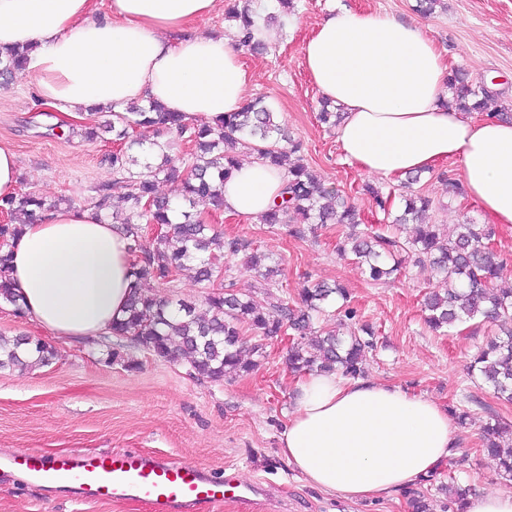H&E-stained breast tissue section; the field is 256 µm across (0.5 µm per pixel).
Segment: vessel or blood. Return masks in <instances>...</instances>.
I'll use <instances>...</instances> for the list:
<instances>
[{"mask_svg":"<svg viewBox=\"0 0 512 512\" xmlns=\"http://www.w3.org/2000/svg\"><path fill=\"white\" fill-rule=\"evenodd\" d=\"M10 471L48 489L57 479L67 478L76 497L88 501L145 497L154 502L157 512H193L197 506L223 502L229 495L239 498L252 490L235 477L217 481L196 466L132 450L92 456L51 457L35 452L0 455V472Z\"/></svg>","mask_w":512,"mask_h":512,"instance_id":"obj_1","label":"vessel or blood"}]
</instances>
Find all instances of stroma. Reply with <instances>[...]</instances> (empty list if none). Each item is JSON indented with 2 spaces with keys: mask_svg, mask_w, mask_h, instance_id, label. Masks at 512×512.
<instances>
[{
  "mask_svg": "<svg viewBox=\"0 0 512 512\" xmlns=\"http://www.w3.org/2000/svg\"><path fill=\"white\" fill-rule=\"evenodd\" d=\"M430 16L415 9L416 0H296L270 53L242 51L253 76L249 97L265 96L279 121L301 145L305 163L326 184L354 203L363 225L382 223L362 193L371 185L389 192L393 207L405 193L433 202L432 221L455 227L466 218L489 222L477 202L451 192L460 165L438 164L410 188L397 177L369 176L347 162L335 129L317 119L321 95L307 73L302 46L332 12H382L419 25L444 54L449 66L464 67L473 80L494 82L502 99L512 101V0H443ZM106 113L71 118L45 104L35 83L16 74L0 82V146L18 156L20 190L46 200L64 197L92 206L101 186L120 205L124 182L112 172V139L91 141L86 129ZM207 223L228 236L252 241L259 252L282 261L286 278L279 293L295 302L303 286L317 281L347 288L357 312L348 324L372 325L377 347L368 353V377L407 388L441 406L468 409L458 427L454 473L440 471L434 481L393 499L352 503L308 485L278 454L279 438L294 407L296 373L285 362L287 341H270L253 372L215 383L190 376L184 363L156 358L128 339L99 337L71 342L52 335L30 318L14 315L0 303V335L26 334L53 347L51 364L0 370V453L42 454L136 450L175 462L191 463L214 475L232 474L262 493L250 505L233 501L199 512H410L412 494L424 495L431 512H443L438 482L456 475L478 495L511 488L483 452L484 426L491 416L512 421V404L499 400L468 365L492 337L487 325L441 335L424 322L422 301L439 282L429 271L407 266L395 279L370 280L364 267L340 259L337 243L347 229L328 224L298 239L283 224L207 211ZM0 512H154L145 500L120 503L77 499L69 488L49 494L21 477L0 473Z\"/></svg>",
  "mask_w": 512,
  "mask_h": 512,
  "instance_id": "stroma-1",
  "label": "stroma"
}]
</instances>
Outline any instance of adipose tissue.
<instances>
[{"label":"adipose tissue","mask_w":512,"mask_h":512,"mask_svg":"<svg viewBox=\"0 0 512 512\" xmlns=\"http://www.w3.org/2000/svg\"><path fill=\"white\" fill-rule=\"evenodd\" d=\"M217 0H0V52L27 50L26 75L63 112L155 101L211 124L247 102L251 74L217 34L186 36ZM324 98L343 110L337 142L361 172L389 177L460 164L469 197L496 224H512V122L443 106L448 66L418 26L342 11L303 45ZM284 176L242 162L224 184V210L259 218ZM121 225L94 207L40 213L10 247L12 286L29 316L56 336H108L133 291ZM280 455L311 486L352 502L416 487L447 464L457 428L439 404L364 377L299 378Z\"/></svg>","instance_id":"ef3b65f1"}]
</instances>
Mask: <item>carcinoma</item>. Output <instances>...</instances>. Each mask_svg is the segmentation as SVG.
<instances>
[{
  "instance_id": "carcinoma-1",
  "label": "carcinoma",
  "mask_w": 512,
  "mask_h": 512,
  "mask_svg": "<svg viewBox=\"0 0 512 512\" xmlns=\"http://www.w3.org/2000/svg\"><path fill=\"white\" fill-rule=\"evenodd\" d=\"M229 17L239 22V45L257 55L267 53L270 44L255 38L256 22L280 29L285 25L279 14L258 16L250 0H244L241 9H232ZM27 53L26 49L12 50L0 58V77L8 78L22 69ZM448 88L452 97L447 105L460 112H485L488 102L499 97L488 83L473 81L462 68L448 73ZM112 117L113 121L90 129L88 137L110 133L121 141L131 131L144 133L169 126L191 147V162L182 169L162 157L154 165L144 164V171L133 172L135 159L121 149L112 153V171L125 179L127 186L124 207L112 211V222L123 225L128 236L130 274L135 281L126 317L114 326L113 336L127 338L155 357L184 361L189 374L212 382L253 371L263 356L265 341L287 334L291 336L287 361L292 370L336 372L346 377L363 373L362 363L376 347L374 332L365 327L363 335L347 336L335 326H326L331 317L329 305L338 298L347 302L346 289L317 282L302 288L300 302L291 304L274 292L283 287L275 279L279 269L264 266L268 256L260 253L250 255L248 262L268 285L262 298L240 292L228 278L224 287H213L224 274V259L237 256L249 243L215 231L198 208L224 207V181L239 166L226 148L240 145L286 172L281 201L262 216L264 223L286 224L289 234L301 239L318 225L347 224V245L338 248L339 255L350 253L367 265L372 280L399 271L395 265L387 266L386 259L403 251L415 265L446 284L425 297L426 322L431 328L453 329L475 319L498 326L502 335L479 351L469 369L478 372L499 397L512 402V288L494 287L506 278L508 259L494 251L493 231L487 225L467 219L456 225L450 237L441 232L440 225L429 223L432 201L420 195L407 198L402 213L393 220L395 224H415L411 239L401 242L380 232L358 230L356 208L339 191L327 187L302 157L290 161L279 151L278 143L289 137L288 130L262 97L213 125L187 121L152 102L130 103L112 111ZM160 178L176 185L177 195H157L155 183ZM44 205L41 197L23 193L0 198V213L31 218ZM145 224L165 225L168 231L148 242L143 234ZM23 229L22 224H0V301L11 305L19 317L26 316V311L20 296L10 288L6 248ZM186 268L206 288L199 305L141 292L140 284L155 281L168 285ZM55 357L56 351L40 340L0 336L1 369L45 366ZM485 437L487 455L511 478L512 424L495 417L486 423ZM449 479L440 486L447 507L451 512H464L468 489L459 487L454 476Z\"/></svg>"
}]
</instances>
